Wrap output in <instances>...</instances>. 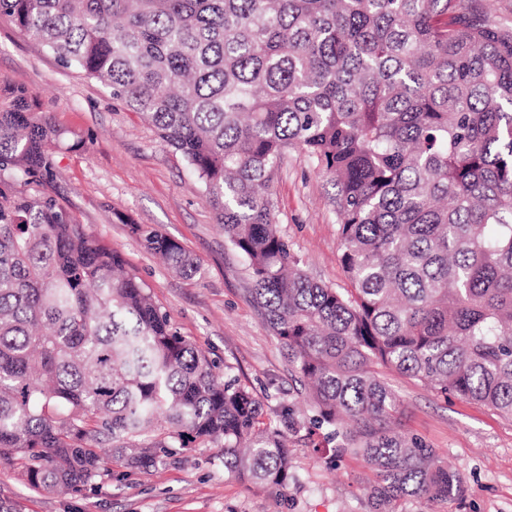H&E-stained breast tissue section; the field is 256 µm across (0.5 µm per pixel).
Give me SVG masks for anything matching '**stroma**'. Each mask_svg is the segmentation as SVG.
Listing matches in <instances>:
<instances>
[{"label":"stroma","instance_id":"1","mask_svg":"<svg viewBox=\"0 0 512 512\" xmlns=\"http://www.w3.org/2000/svg\"><path fill=\"white\" fill-rule=\"evenodd\" d=\"M22 87L80 148L55 149L54 185L88 232L121 253L182 336L252 387L264 416L282 409L309 414L278 340L250 293L246 262L225 238L184 159L137 113L113 102L99 82L59 65L36 41L0 18V89ZM276 221L307 273L332 288L348 287L339 261L337 190L303 153L289 150L271 188ZM151 226L179 242L200 263L184 279L140 241L132 227ZM399 409L394 425L438 451L461 476L459 500L404 501L401 512H512V419L489 407L442 397L427 385L381 369ZM292 478L270 486L229 477L223 451L196 447L165 457L161 466L129 470L113 462L111 477L65 497L36 493L0 465V500L15 512H369L370 471L347 454L329 463L323 432H288Z\"/></svg>","mask_w":512,"mask_h":512}]
</instances>
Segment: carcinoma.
Instances as JSON below:
<instances>
[{"label":"carcinoma","mask_w":512,"mask_h":512,"mask_svg":"<svg viewBox=\"0 0 512 512\" xmlns=\"http://www.w3.org/2000/svg\"><path fill=\"white\" fill-rule=\"evenodd\" d=\"M476 0H0V17L109 89L180 153L244 257L254 301L371 512L450 502L462 478L390 425L377 367L512 417V27ZM68 132L0 95V462L67 495L173 448L292 478L284 431L182 336L53 189ZM297 149L336 185L351 288L311 278L271 187ZM135 232L175 274L199 262Z\"/></svg>","instance_id":"obj_1"}]
</instances>
